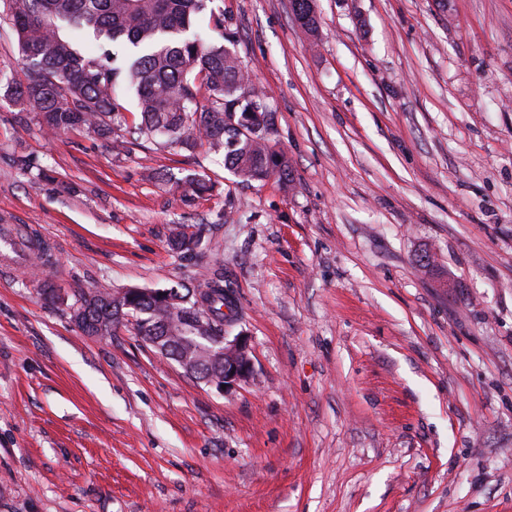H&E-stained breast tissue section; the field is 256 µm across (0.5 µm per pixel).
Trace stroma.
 Segmentation results:
<instances>
[{
	"label": "stroma",
	"mask_w": 512,
	"mask_h": 512,
	"mask_svg": "<svg viewBox=\"0 0 512 512\" xmlns=\"http://www.w3.org/2000/svg\"><path fill=\"white\" fill-rule=\"evenodd\" d=\"M314 3L312 48L291 0H215L285 186L46 135L0 87V226L51 249L0 242V512H512V0ZM216 266L254 365L224 393L38 294ZM205 230L198 228L191 235L176 234L172 239V245L177 253L183 254L190 258L199 257L202 253V243Z\"/></svg>",
	"instance_id": "1"
}]
</instances>
